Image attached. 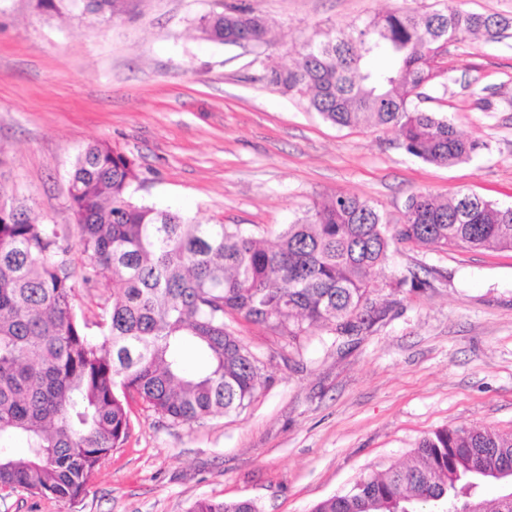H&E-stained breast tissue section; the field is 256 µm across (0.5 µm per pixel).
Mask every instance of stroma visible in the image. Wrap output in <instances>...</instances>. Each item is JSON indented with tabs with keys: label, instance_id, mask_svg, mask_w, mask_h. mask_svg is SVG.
<instances>
[{
	"label": "stroma",
	"instance_id": "1",
	"mask_svg": "<svg viewBox=\"0 0 512 512\" xmlns=\"http://www.w3.org/2000/svg\"><path fill=\"white\" fill-rule=\"evenodd\" d=\"M434 0H114L99 25L0 0V194L73 235L78 153L110 145L140 172L136 202L275 242L316 200L342 192L398 222L409 196L463 191L512 205V27L448 44L415 105L484 142L448 166L408 154L392 128H340L270 84L303 45ZM249 7L260 46L203 38L201 20ZM423 288H397L409 272ZM391 310L368 332L314 329L300 346L234 321L266 364L241 413L174 424L130 403L132 429L76 503L16 491L0 512H189L202 498L311 512L371 472L407 464L444 427L512 432V252L391 247L375 281Z\"/></svg>",
	"mask_w": 512,
	"mask_h": 512
}]
</instances>
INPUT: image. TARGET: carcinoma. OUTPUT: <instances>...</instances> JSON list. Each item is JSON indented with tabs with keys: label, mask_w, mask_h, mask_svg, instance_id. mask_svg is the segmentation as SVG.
<instances>
[{
	"label": "carcinoma",
	"mask_w": 512,
	"mask_h": 512,
	"mask_svg": "<svg viewBox=\"0 0 512 512\" xmlns=\"http://www.w3.org/2000/svg\"><path fill=\"white\" fill-rule=\"evenodd\" d=\"M113 0H36L46 14L81 5L112 20ZM509 27L496 15L443 6L395 10L303 47L292 69L269 82L307 98L339 127L397 130L404 149L431 164L469 160L482 144L446 118L412 107L431 79L428 61L442 45ZM201 32L224 44H264L268 28L249 8L229 6ZM135 163L93 143L69 180L79 275L54 224H36L21 205L0 200V490L71 503L131 431L128 398L173 423L236 413L252 400L263 362L226 318L264 324L297 340L319 326L338 337L362 333L381 317L374 277L395 244L433 249L512 251V206L460 192L450 200L411 196L401 221L355 195L315 202L268 244L237 224H202L133 200ZM112 283V305L97 323L74 310L76 287ZM205 366L191 371L186 351ZM23 443V452L12 444ZM512 433L488 426L437 429L411 461L370 473L311 512H462L494 486L492 512L512 494ZM190 512H259L251 500L200 499Z\"/></svg>",
	"instance_id": "carcinoma-1"
}]
</instances>
